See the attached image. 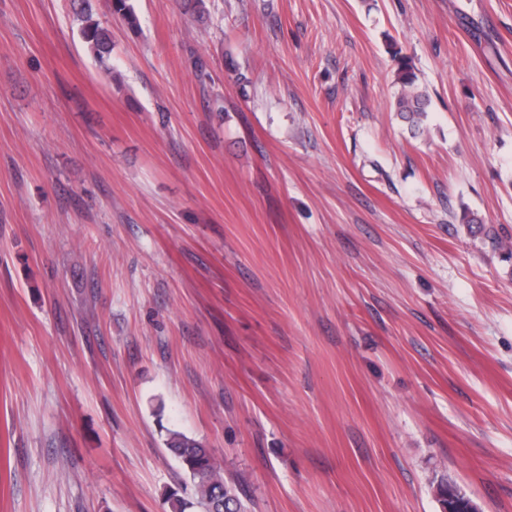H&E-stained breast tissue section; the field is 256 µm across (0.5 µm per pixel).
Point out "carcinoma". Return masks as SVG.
I'll return each instance as SVG.
<instances>
[{
  "instance_id": "carcinoma-1",
  "label": "carcinoma",
  "mask_w": 512,
  "mask_h": 512,
  "mask_svg": "<svg viewBox=\"0 0 512 512\" xmlns=\"http://www.w3.org/2000/svg\"><path fill=\"white\" fill-rule=\"evenodd\" d=\"M72 12L80 24V34L90 51L98 59L102 76L107 82L116 80L110 62L112 56L111 31L95 19L93 0H70ZM398 79L401 92L396 100V109L417 126L426 117L427 95L416 84V75L411 61L398 58ZM167 448L178 459L185 461L181 466L194 489V498L184 497L180 489L168 491L166 503L169 512H216L219 493H224V508L227 512H247V507L237 487L224 482L223 469L213 451L204 448L195 440L179 432H170Z\"/></svg>"
}]
</instances>
